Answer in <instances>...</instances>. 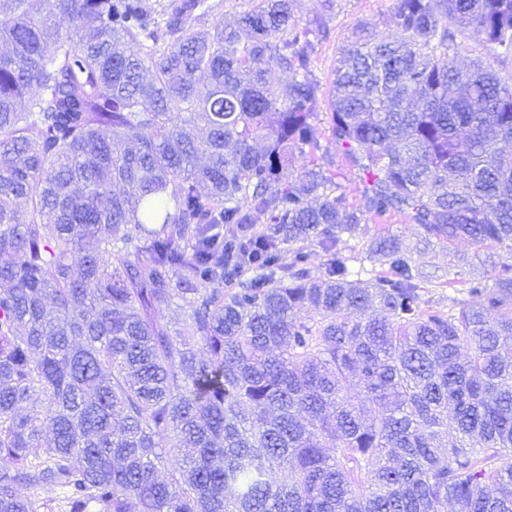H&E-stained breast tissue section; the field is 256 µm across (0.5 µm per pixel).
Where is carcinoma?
Listing matches in <instances>:
<instances>
[{
  "instance_id": "carcinoma-1",
  "label": "carcinoma",
  "mask_w": 512,
  "mask_h": 512,
  "mask_svg": "<svg viewBox=\"0 0 512 512\" xmlns=\"http://www.w3.org/2000/svg\"><path fill=\"white\" fill-rule=\"evenodd\" d=\"M291 4L0 0V512H512V0H394L327 86ZM392 214L478 248L448 304L396 235L352 277ZM209 3L217 4L220 6L215 9L214 15L210 18V22H215L219 19H224V22L232 21L238 17L243 11L248 9L249 0H209ZM332 153L333 163L329 164L326 159H320L319 163L322 164L325 169L336 173L335 180L346 192L349 200L351 202H357L362 190V183L360 182L358 171L341 155L335 154L334 151Z\"/></svg>"
}]
</instances>
